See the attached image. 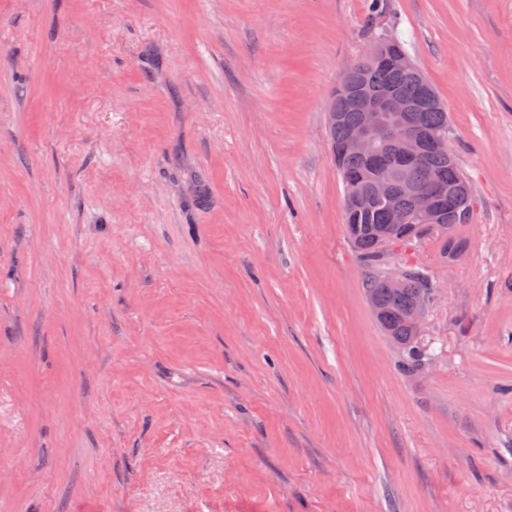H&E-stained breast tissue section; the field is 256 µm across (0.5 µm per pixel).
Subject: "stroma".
I'll list each match as a JSON object with an SVG mask.
<instances>
[{
	"label": "stroma",
	"mask_w": 512,
	"mask_h": 512,
	"mask_svg": "<svg viewBox=\"0 0 512 512\" xmlns=\"http://www.w3.org/2000/svg\"><path fill=\"white\" fill-rule=\"evenodd\" d=\"M381 3L0 0V512H512V0ZM381 34L476 197L387 258L416 376L328 125ZM408 122L413 126L447 127L448 112L440 102L434 109L414 112Z\"/></svg>",
	"instance_id": "35a3bbf8"
}]
</instances>
